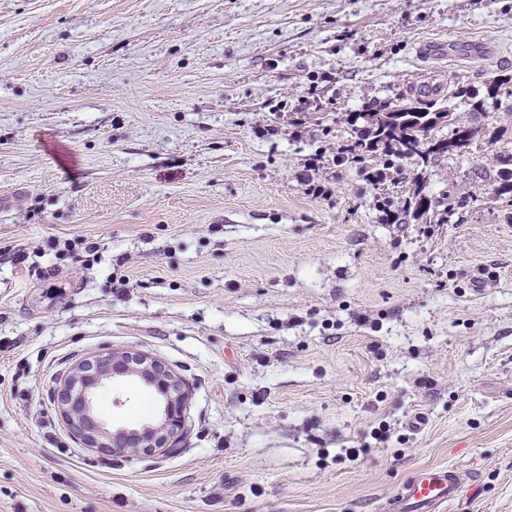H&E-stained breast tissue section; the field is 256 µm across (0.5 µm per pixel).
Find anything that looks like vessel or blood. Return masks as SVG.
I'll use <instances>...</instances> for the list:
<instances>
[{
  "instance_id": "obj_1",
  "label": "vessel or blood",
  "mask_w": 512,
  "mask_h": 512,
  "mask_svg": "<svg viewBox=\"0 0 512 512\" xmlns=\"http://www.w3.org/2000/svg\"><path fill=\"white\" fill-rule=\"evenodd\" d=\"M462 479L450 468H423L413 472L390 500L388 512H437L439 506L457 499Z\"/></svg>"
}]
</instances>
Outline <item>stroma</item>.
Segmentation results:
<instances>
[{
	"label": "stroma",
	"mask_w": 512,
	"mask_h": 512,
	"mask_svg": "<svg viewBox=\"0 0 512 512\" xmlns=\"http://www.w3.org/2000/svg\"><path fill=\"white\" fill-rule=\"evenodd\" d=\"M504 73L512 0H0V512H384L430 467L464 478L442 512H512V210L477 177L508 107L457 105L469 154L377 186L341 156L422 83ZM107 349L188 384L176 453L70 433L55 395Z\"/></svg>",
	"instance_id": "obj_1"
}]
</instances>
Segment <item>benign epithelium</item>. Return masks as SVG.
<instances>
[{
    "mask_svg": "<svg viewBox=\"0 0 512 512\" xmlns=\"http://www.w3.org/2000/svg\"><path fill=\"white\" fill-rule=\"evenodd\" d=\"M129 380L158 399L155 418L137 428L109 429L99 413L97 391L105 380ZM188 385L160 360L141 351L99 352L75 363L57 394L71 434L87 448L114 455L171 454L186 430Z\"/></svg>",
    "mask_w": 512,
    "mask_h": 512,
    "instance_id": "7a95c632",
    "label": "benign epithelium"
}]
</instances>
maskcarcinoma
<instances>
[{
    "label": "carcinoma",
    "mask_w": 512,
    "mask_h": 512,
    "mask_svg": "<svg viewBox=\"0 0 512 512\" xmlns=\"http://www.w3.org/2000/svg\"><path fill=\"white\" fill-rule=\"evenodd\" d=\"M503 97L512 99L511 74H502L491 81L482 95L463 87L453 93L455 99H467L468 111L477 113L487 111V102L495 103ZM453 110L452 106L425 100L419 94L411 95L410 103L402 106L385 105L367 113L365 135L354 142L348 152L360 163L378 155L386 162L398 159L424 166L440 157H462L468 153L481 128L461 122L453 116ZM445 128L448 134L443 136L441 131ZM494 161L502 180L496 192L512 204V151L498 152Z\"/></svg>",
    "instance_id": "obj_1"
}]
</instances>
